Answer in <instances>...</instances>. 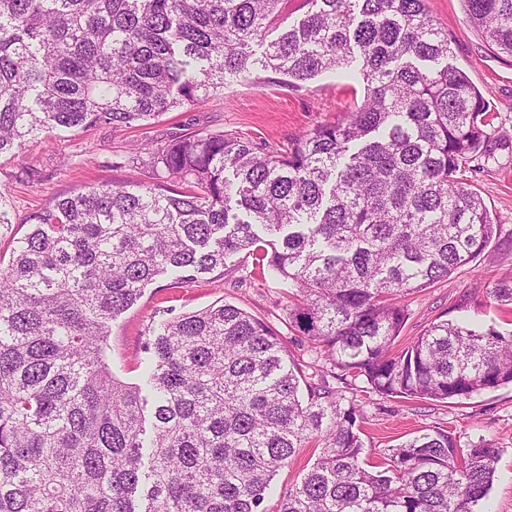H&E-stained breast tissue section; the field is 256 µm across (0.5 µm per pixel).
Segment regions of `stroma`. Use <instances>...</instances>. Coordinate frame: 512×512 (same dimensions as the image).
<instances>
[{
  "instance_id": "1",
  "label": "stroma",
  "mask_w": 512,
  "mask_h": 512,
  "mask_svg": "<svg viewBox=\"0 0 512 512\" xmlns=\"http://www.w3.org/2000/svg\"><path fill=\"white\" fill-rule=\"evenodd\" d=\"M429 15L447 31L452 53L448 61L462 69L491 107L489 130L495 147L481 167L464 169L463 177L485 200L500 224V236L478 257L460 267L448 281L408 296L411 315L396 341L404 347L441 312L453 308L460 294L471 292L480 307L472 317L484 325L512 331V312L485 305V291L512 276V57L491 51L472 25L464 0H425ZM364 83L355 73L339 70L319 75L292 89L274 82L259 84L243 75L225 85L204 106H184L147 126L133 129L106 122L88 129L57 128L28 143L23 157L0 158V210L9 222L0 226V245L23 237L29 217L55 197L90 187L147 182L131 162L142 144L160 149L190 132L232 131L268 149L286 148L289 141L325 123L346 117L360 103ZM252 261L230 256L223 274H202L172 285L162 275L143 296L112 323L108 358L123 380L141 379V361L148 357L144 330L150 319H166L215 303H231L270 324L282 337L291 361L299 363L306 383H325L343 390L365 410L364 450L379 459L387 449L414 434L453 428L462 444L481 440L495 444L500 459L489 493L491 512H512V385L442 404L391 398L360 387L344 388L333 376L315 374L317 355L300 346L272 280L251 274Z\"/></svg>"
}]
</instances>
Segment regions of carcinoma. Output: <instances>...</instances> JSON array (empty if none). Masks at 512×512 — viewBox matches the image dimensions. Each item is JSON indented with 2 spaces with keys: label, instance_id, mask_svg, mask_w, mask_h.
<instances>
[{
  "label": "carcinoma",
  "instance_id": "1",
  "mask_svg": "<svg viewBox=\"0 0 512 512\" xmlns=\"http://www.w3.org/2000/svg\"><path fill=\"white\" fill-rule=\"evenodd\" d=\"M465 2L490 49L512 57V0ZM301 6L289 24L288 0H0V157L53 128H130L201 106L242 74L301 87L354 67L364 82L345 119L286 151L228 132L143 146L151 184L59 197L9 242L0 512H262L308 446L319 453L278 512H486L499 448L437 429L369 460L362 408L325 385L302 395L281 336L235 305L147 326L139 384L108 361L112 321L157 276L222 273L245 252L324 364L381 395L450 403L512 384V332L493 325L443 312L391 350L405 298L497 237L459 177L491 157L489 104L445 64L448 34L425 0ZM486 294L512 308V278Z\"/></svg>",
  "mask_w": 512,
  "mask_h": 512
}]
</instances>
